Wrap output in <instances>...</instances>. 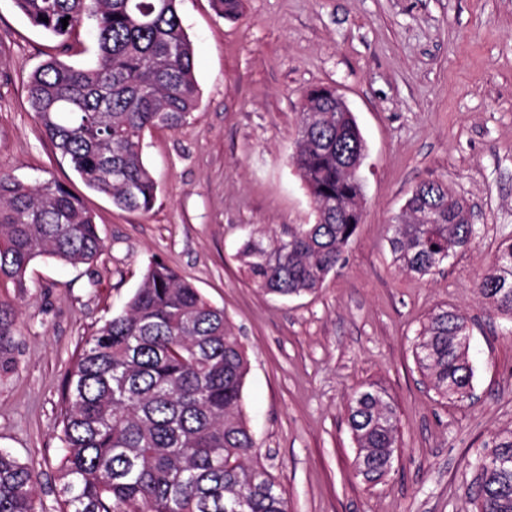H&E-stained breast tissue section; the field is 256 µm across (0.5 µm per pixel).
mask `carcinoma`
I'll use <instances>...</instances> for the list:
<instances>
[{
  "mask_svg": "<svg viewBox=\"0 0 512 512\" xmlns=\"http://www.w3.org/2000/svg\"><path fill=\"white\" fill-rule=\"evenodd\" d=\"M180 0H14L29 22L60 39L94 23L96 61L75 68L49 58L29 78L28 103L41 134L86 187L124 211L149 213L157 182L142 141L177 130L199 105L194 48ZM224 19L243 0H211ZM47 21L40 20V17ZM68 18V25L61 19ZM336 89L311 90L300 113L295 163L312 197L313 224L251 232L238 257L250 283L280 297L315 291L344 260L362 219L359 170L365 144L352 113L334 108ZM388 244L403 270L425 277L477 236L466 201L434 181L415 187ZM95 217L81 196L51 177L34 184L0 175V281L18 294L43 255L91 265L103 254ZM512 317V239L475 282ZM17 311L0 302V374L15 362ZM467 319L440 308L427 319L416 364L443 397L471 394ZM248 354L224 318L182 274L156 257L124 311L87 338L61 387L60 512H288L285 491L250 464L257 445L243 412ZM347 421L365 481L385 474L398 419L379 388L354 396ZM492 450L512 457V432ZM478 512H512V468L483 455ZM34 471L0 450V512H38Z\"/></svg>",
  "mask_w": 512,
  "mask_h": 512,
  "instance_id": "cac0c4a2",
  "label": "carcinoma"
}]
</instances>
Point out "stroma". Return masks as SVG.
I'll return each mask as SVG.
<instances>
[{"mask_svg": "<svg viewBox=\"0 0 512 512\" xmlns=\"http://www.w3.org/2000/svg\"><path fill=\"white\" fill-rule=\"evenodd\" d=\"M200 102L189 124L155 129L143 157L157 184L149 214L88 189L46 141L26 83L49 57L93 65L87 29L68 53L0 0V174L49 176L84 197L105 244L93 266L34 260L18 310L12 372L0 377V448L37 475L41 512H59L57 428L72 357L123 312L147 264L177 267L248 349L243 403L254 465L284 488L288 512H476L469 462L512 430V317L474 287L512 236V0H243L238 19L181 0ZM336 87L366 145L363 218L322 288L281 298L254 288L237 251L252 229L312 224L294 163L307 91ZM435 181L463 198L474 243L424 278L398 269L388 228L412 190ZM468 320L472 396L436 395L415 362L429 313ZM398 412L386 476L358 475L347 406L368 385Z\"/></svg>", "mask_w": 512, "mask_h": 512, "instance_id": "35a3bbf8", "label": "stroma"}]
</instances>
